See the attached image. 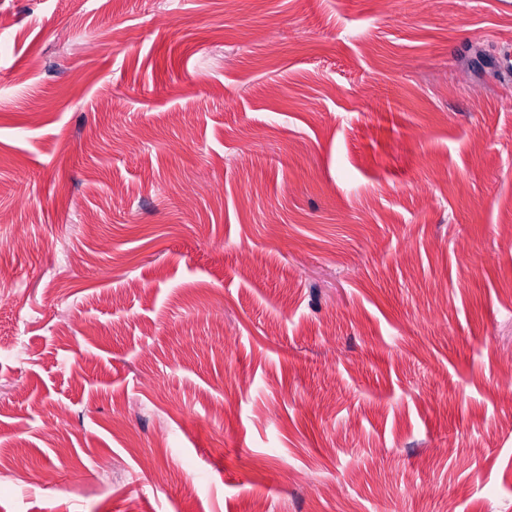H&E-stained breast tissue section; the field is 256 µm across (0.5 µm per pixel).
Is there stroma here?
<instances>
[{
  "mask_svg": "<svg viewBox=\"0 0 512 512\" xmlns=\"http://www.w3.org/2000/svg\"><path fill=\"white\" fill-rule=\"evenodd\" d=\"M0 16V512H512V0Z\"/></svg>",
  "mask_w": 512,
  "mask_h": 512,
  "instance_id": "1",
  "label": "stroma"
}]
</instances>
